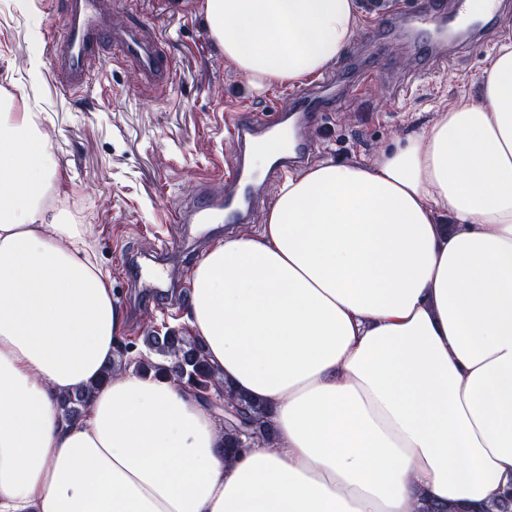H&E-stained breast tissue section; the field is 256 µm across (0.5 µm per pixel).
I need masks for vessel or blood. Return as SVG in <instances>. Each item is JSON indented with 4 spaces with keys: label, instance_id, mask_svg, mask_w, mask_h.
I'll return each instance as SVG.
<instances>
[{
    "label": "vessel or blood",
    "instance_id": "1",
    "mask_svg": "<svg viewBox=\"0 0 512 512\" xmlns=\"http://www.w3.org/2000/svg\"><path fill=\"white\" fill-rule=\"evenodd\" d=\"M471 0H395L386 16L388 24L413 33L426 32L434 22L460 26L468 21ZM127 0H66V27L62 35L48 34L45 51L51 61L52 82L65 96H73L102 84V59L106 48L130 62L139 85L161 86L169 63L160 50L156 31L129 24L123 16ZM428 58L416 65L414 74L429 78L447 66L450 57L443 43L427 45ZM342 84L340 72L329 73L302 92L291 94L289 108H274L257 119L237 111L227 118L233 130L235 151L221 178L203 183L198 196L179 212V223L221 220L244 223L249 215L258 182L250 172L252 149L286 121H293L295 139L289 152L279 158L278 169L294 170L315 149L313 132L320 113L333 111L335 92Z\"/></svg>",
    "mask_w": 512,
    "mask_h": 512
}]
</instances>
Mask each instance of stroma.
<instances>
[{"label":"stroma","mask_w":512,"mask_h":512,"mask_svg":"<svg viewBox=\"0 0 512 512\" xmlns=\"http://www.w3.org/2000/svg\"><path fill=\"white\" fill-rule=\"evenodd\" d=\"M392 0H356L358 32L338 58L349 75L365 67L375 76L363 94L338 104L316 133L315 161H370L382 149L431 123L448 104L476 97L481 77L501 43L512 42V14L488 17L490 33L480 43L463 38L449 43L455 59L446 71L411 83L413 60L424 54L412 40L386 26ZM31 13L27 0H0V89L25 99L54 131V152L67 177L68 207L94 228L99 262L112 278L125 330L118 341L144 352L152 328L182 327L187 301L173 303L166 280L138 285L133 262L151 253L154 239L173 237L183 284L209 247L225 236L256 234L274 203L280 180L267 182L250 223L227 227L213 222L169 225L167 216L189 201L201 177L220 174L233 152V141L220 120L225 106L266 115L287 105L290 88L276 85L255 94L246 79L225 67L209 39L193 0H132L134 22L159 30L171 66V81L160 92L140 88L130 69L105 55L109 92L64 98L49 85L50 59L44 50L48 30H62L65 0H38ZM41 63L32 77L30 59Z\"/></svg>","instance_id":"35a3bbf8"}]
</instances>
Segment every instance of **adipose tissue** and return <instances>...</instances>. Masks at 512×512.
Listing matches in <instances>:
<instances>
[{
	"instance_id": "obj_1",
	"label": "adipose tissue",
	"mask_w": 512,
	"mask_h": 512,
	"mask_svg": "<svg viewBox=\"0 0 512 512\" xmlns=\"http://www.w3.org/2000/svg\"><path fill=\"white\" fill-rule=\"evenodd\" d=\"M199 8L258 92L321 74L358 28L356 0ZM67 196L51 132L1 94L0 512H420L512 488V43L477 99L289 176L258 234L195 266L189 335L269 410L238 455L173 376L104 377L124 318ZM91 390V388L78 390L61 398L59 405L61 416L66 423L75 424L82 419L88 406Z\"/></svg>"
}]
</instances>
